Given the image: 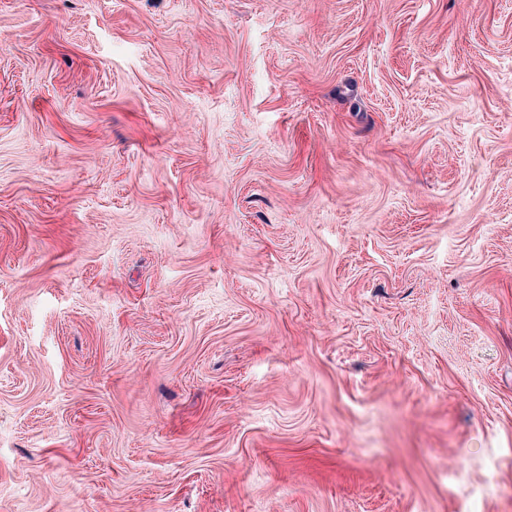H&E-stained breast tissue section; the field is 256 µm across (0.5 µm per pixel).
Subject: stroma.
Here are the masks:
<instances>
[{
	"label": "stroma",
	"mask_w": 512,
	"mask_h": 512,
	"mask_svg": "<svg viewBox=\"0 0 512 512\" xmlns=\"http://www.w3.org/2000/svg\"><path fill=\"white\" fill-rule=\"evenodd\" d=\"M512 512V0H0V512Z\"/></svg>",
	"instance_id": "stroma-1"
}]
</instances>
